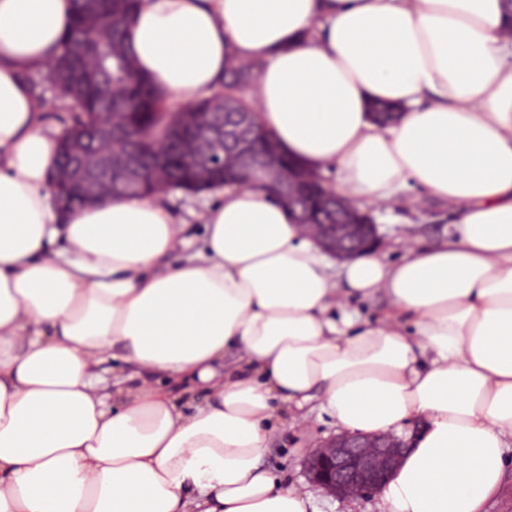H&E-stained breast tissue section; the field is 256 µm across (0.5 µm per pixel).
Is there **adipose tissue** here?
<instances>
[{"instance_id":"obj_1","label":"adipose tissue","mask_w":512,"mask_h":512,"mask_svg":"<svg viewBox=\"0 0 512 512\" xmlns=\"http://www.w3.org/2000/svg\"><path fill=\"white\" fill-rule=\"evenodd\" d=\"M74 0H0V512H317L262 464L313 411L422 429L380 512H482L512 460V35L503 0H142L138 68L185 101L261 62L257 122L359 208L411 185L456 213L395 263L331 261L260 184L187 252L159 200L62 213L25 77ZM401 106L376 125L374 102ZM62 249H55V242ZM384 296L388 316L356 303ZM129 366L105 383L104 350ZM239 362L225 367V354Z\"/></svg>"}]
</instances>
